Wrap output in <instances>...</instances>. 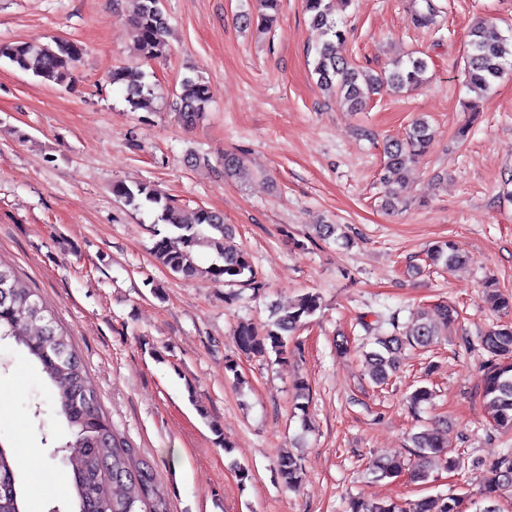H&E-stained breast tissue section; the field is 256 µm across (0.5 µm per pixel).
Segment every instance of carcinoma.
Here are the masks:
<instances>
[{"mask_svg":"<svg viewBox=\"0 0 512 512\" xmlns=\"http://www.w3.org/2000/svg\"><path fill=\"white\" fill-rule=\"evenodd\" d=\"M305 11L313 27L321 30L322 41L314 48L313 71L320 85L339 92L354 112L363 110L371 94L381 84L397 92L419 87L425 80L428 62L410 56L396 63L386 75L366 74L348 58L338 53L346 32L335 18L331 0H304ZM129 24L141 52L147 59H157L168 46L169 22L162 9V0H138V8ZM84 54L82 45L65 39L51 43L19 42L1 44L0 58L23 71H32L43 81L65 83L72 68ZM512 68V35L497 40L487 37L481 25L469 31L465 56L468 87L484 97L494 82ZM155 95L148 84L127 87V102L135 109L149 107ZM211 98L209 85L200 77H185L175 102L178 120L187 128L197 126ZM434 141V130L427 119L414 120L402 139L385 147L382 180L386 188L384 207L396 208L403 202L408 162L428 152ZM224 178L241 175L244 160L235 153L224 155ZM112 193L140 211L156 213L155 223L167 224L178 235L155 239L153 255L172 274L182 279L205 276L215 282L241 284L254 294L264 291L249 260L248 253L234 242L224 216L205 208L187 215L175 202L156 190L122 182L112 185ZM199 247H208L222 259L201 269L195 258ZM429 264L451 270L465 263L451 242L432 247L427 255ZM487 301L492 311L512 315V294H503L487 284ZM320 296L307 292L286 309H276L264 334L252 324L239 323L233 336L241 354L264 356L273 351L288 356L289 336L306 318L320 309ZM458 317L456 308L436 305L424 311L412 323L399 327L391 319L393 331L376 339V347L363 353V365L376 385L386 383L398 367L400 355L407 347L428 348L439 336V326ZM8 339L24 346L39 365L47 393L57 407V415L67 424L70 439L53 446L52 456L61 457L71 467L72 507L75 512H170V505L157 492L158 473L153 464L140 457L136 448L121 438L102 411L98 395L88 381L87 373L68 334L59 328L39 296L17 275L15 270L0 262V342ZM479 349L487 356L480 388L491 410L496 429L512 431V321L498 324L478 340ZM413 452L408 463L376 458L369 464L375 478H395L408 470L414 482L426 483L441 462L454 472L460 469L456 451L445 446L437 429L427 427L413 434ZM493 477L485 486L481 500L470 502L462 493L423 497L414 501H365L353 499L349 512H500L502 494L512 489V451L488 464ZM280 483L293 489L303 479L301 460L290 453L282 454L276 463ZM121 493H113V487ZM0 512H22L17 470L10 453L0 442Z\"/></svg>","mask_w":512,"mask_h":512,"instance_id":"obj_1","label":"carcinoma"}]
</instances>
